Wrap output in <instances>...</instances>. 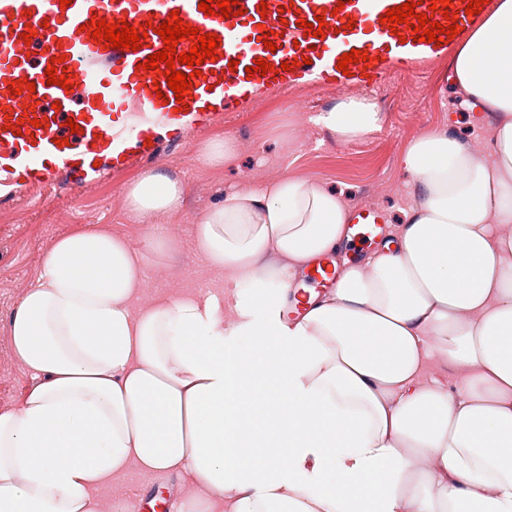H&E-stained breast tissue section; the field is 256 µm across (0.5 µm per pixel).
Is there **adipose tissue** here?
Instances as JSON below:
<instances>
[{
    "label": "adipose tissue",
    "mask_w": 512,
    "mask_h": 512,
    "mask_svg": "<svg viewBox=\"0 0 512 512\" xmlns=\"http://www.w3.org/2000/svg\"><path fill=\"white\" fill-rule=\"evenodd\" d=\"M451 78L497 113L490 137L413 141L400 223L298 317L294 276L351 235L321 183L228 195L194 226L225 284L146 307L145 256L172 245L150 220L180 209L179 177L128 189L143 250L60 236L7 325L33 383L0 412V512H100L134 469L182 475L224 512H512V0L457 45ZM317 121L349 142L381 117L359 97ZM436 361L455 390L426 378Z\"/></svg>",
    "instance_id": "obj_1"
}]
</instances>
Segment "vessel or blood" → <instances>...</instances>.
I'll return each instance as SVG.
<instances>
[{"instance_id":"vessel-or-blood-1","label":"vessel or blood","mask_w":512,"mask_h":512,"mask_svg":"<svg viewBox=\"0 0 512 512\" xmlns=\"http://www.w3.org/2000/svg\"><path fill=\"white\" fill-rule=\"evenodd\" d=\"M200 0H0V208L14 207L28 193L47 187L79 191L98 184L102 173L120 174L135 164L157 163L167 149L192 134L222 124L225 116L253 105L261 96L288 90L382 87L389 75L426 72L444 61L454 42H418L412 28L390 31L382 22L388 9L404 0H239L241 15L230 18L200 11ZM184 23L221 39L216 61H204L192 80V96L177 102L166 76L141 70L139 62L162 50L149 33L141 49L96 45L82 31L92 17L131 26L161 25L171 11ZM324 16V38L304 33L299 20ZM37 32L32 42L26 29ZM275 34L265 48V31ZM367 51L372 62L339 70L351 49ZM65 57L72 90L48 83L51 58ZM266 59L267 75L247 74L246 66ZM291 69H282V62ZM27 80L35 92L10 93L14 80ZM46 119L33 127L32 119ZM354 236L381 235L378 209L357 207Z\"/></svg>"}]
</instances>
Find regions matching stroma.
I'll return each mask as SVG.
<instances>
[{"instance_id":"stroma-1","label":"stroma","mask_w":512,"mask_h":512,"mask_svg":"<svg viewBox=\"0 0 512 512\" xmlns=\"http://www.w3.org/2000/svg\"><path fill=\"white\" fill-rule=\"evenodd\" d=\"M449 72L444 66L425 78H388L377 104L380 129L351 142L342 141L323 125L299 123V113L318 115L340 102V94L324 91L302 100L291 94L258 103L164 157L159 169L183 179L185 195L180 211L160 213L153 219L176 246L162 259L145 261L142 304L185 288L216 285L218 275L206 268L195 250L193 226L230 192L257 190L284 176L319 181L341 192L347 206L372 204L383 213L387 225L397 224L414 191L402 156L418 134L448 125L469 140L485 136L495 121L494 113H473L453 91ZM417 113L424 120L419 130L412 125ZM217 139L231 141L232 155L220 165L203 163L204 145ZM139 175L134 168L116 181L78 193L62 191L48 199L35 195L14 209L0 211V410L19 403L32 383L30 373L12 352L6 325L37 278L46 251L59 236L86 225L105 227L132 249H142L144 227L128 220L126 200L129 185ZM155 495L165 501L159 512H205L202 501L181 495L177 478L135 471L107 501L113 512H119Z\"/></svg>"}]
</instances>
